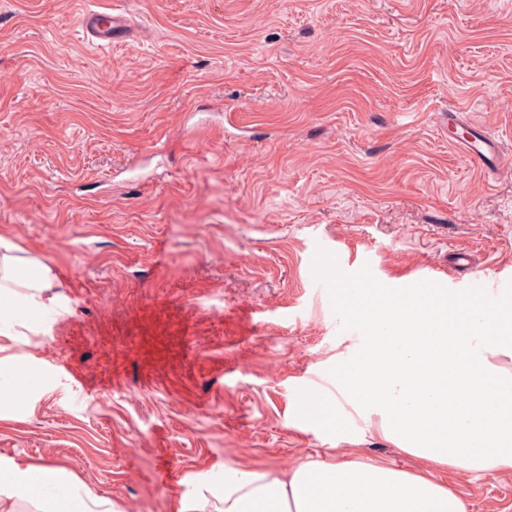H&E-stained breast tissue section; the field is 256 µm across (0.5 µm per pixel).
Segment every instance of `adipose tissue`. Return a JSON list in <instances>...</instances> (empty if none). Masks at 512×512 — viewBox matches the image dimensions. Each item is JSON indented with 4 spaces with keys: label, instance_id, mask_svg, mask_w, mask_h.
<instances>
[{
    "label": "adipose tissue",
    "instance_id": "obj_1",
    "mask_svg": "<svg viewBox=\"0 0 512 512\" xmlns=\"http://www.w3.org/2000/svg\"><path fill=\"white\" fill-rule=\"evenodd\" d=\"M13 249L0 237L4 338L14 323L38 324L40 296L53 286L50 268ZM336 309L370 336L337 366L335 392L304 398L311 422L344 432L348 404L378 417L385 439L410 457L473 476L512 471V290L364 288L343 292ZM46 389L36 369L0 357V402L21 404ZM191 481L217 496L220 512H467L431 472L346 457ZM3 497L35 501L40 512H117L62 470L16 458H0Z\"/></svg>",
    "mask_w": 512,
    "mask_h": 512
}]
</instances>
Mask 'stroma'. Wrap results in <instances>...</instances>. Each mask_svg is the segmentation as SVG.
Returning a JSON list of instances; mask_svg holds the SVG:
<instances>
[{
	"label": "stroma",
	"instance_id": "obj_1",
	"mask_svg": "<svg viewBox=\"0 0 512 512\" xmlns=\"http://www.w3.org/2000/svg\"><path fill=\"white\" fill-rule=\"evenodd\" d=\"M113 5L132 31L101 47L81 17ZM0 236L56 283L5 344L51 386L0 417V456L119 512L349 451L419 470L377 421L351 443L300 398L360 344L337 281L512 289V0H0ZM435 474L512 512V473ZM459 114V112H448V126H465L468 133L458 139L455 145L481 171L488 174L495 173L502 167L501 152L497 143L486 134L483 126L464 120Z\"/></svg>",
	"mask_w": 512,
	"mask_h": 512
}]
</instances>
